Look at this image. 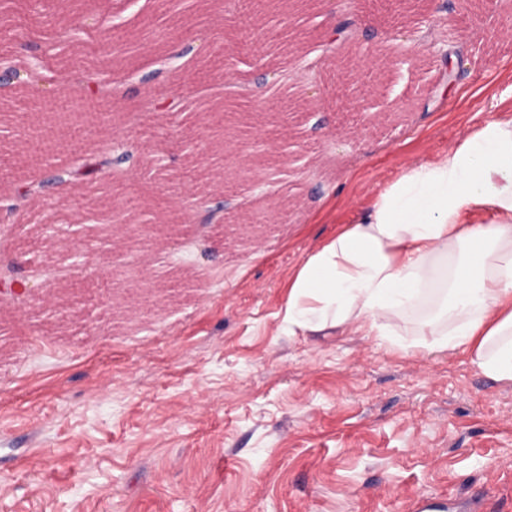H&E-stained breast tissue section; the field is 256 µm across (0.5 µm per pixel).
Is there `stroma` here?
I'll return each mask as SVG.
<instances>
[{"mask_svg":"<svg viewBox=\"0 0 512 512\" xmlns=\"http://www.w3.org/2000/svg\"><path fill=\"white\" fill-rule=\"evenodd\" d=\"M172 0L195 14L205 53L176 74L125 85L102 127L139 148L143 167L112 203L126 222L178 223L187 193L224 206L237 238L191 224L178 241H127L160 277L133 300L137 269L99 267L111 248L76 187L55 224L84 254L56 250L25 283L100 289L64 322L0 306V512H512V382L462 352L425 356L406 314L396 340L343 327L292 336L288 274L320 239L371 203L411 161H428L470 127L512 118V0H314L291 42L254 48L237 0ZM12 19L47 61L60 19L13 0ZM350 20L340 38L327 27ZM235 90L230 159L244 178L208 172L207 145L146 110L172 93Z\"/></svg>","mask_w":512,"mask_h":512,"instance_id":"1","label":"stroma"}]
</instances>
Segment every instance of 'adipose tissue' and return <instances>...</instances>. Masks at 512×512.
I'll return each instance as SVG.
<instances>
[{
    "label": "adipose tissue",
    "mask_w": 512,
    "mask_h": 512,
    "mask_svg": "<svg viewBox=\"0 0 512 512\" xmlns=\"http://www.w3.org/2000/svg\"><path fill=\"white\" fill-rule=\"evenodd\" d=\"M292 336L351 326L384 335L433 299L428 352H468L512 381V118L487 122L429 162L409 164L371 206L308 249L288 275ZM454 322L439 328L441 318Z\"/></svg>",
    "instance_id": "obj_1"
}]
</instances>
